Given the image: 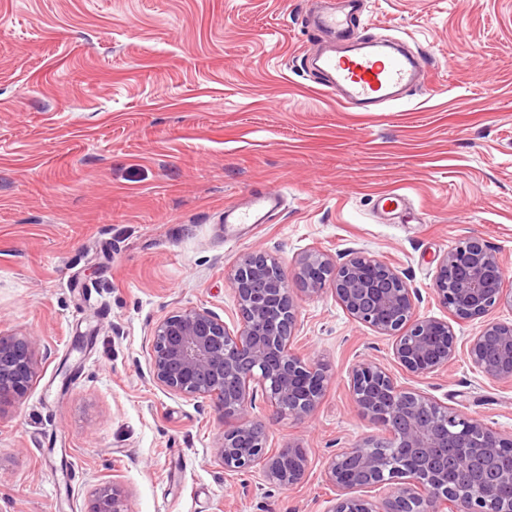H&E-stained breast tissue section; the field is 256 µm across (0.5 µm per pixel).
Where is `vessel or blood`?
Wrapping results in <instances>:
<instances>
[{
  "label": "vessel or blood",
  "instance_id": "1",
  "mask_svg": "<svg viewBox=\"0 0 512 512\" xmlns=\"http://www.w3.org/2000/svg\"><path fill=\"white\" fill-rule=\"evenodd\" d=\"M360 0H345L343 10H330L313 17V31L339 39V46L315 51L312 61L324 87L340 93L353 107H371L403 99L424 79L420 58L401 51L362 41L352 34L351 23ZM280 192L263 189L252 192L241 203L224 209L228 224H259L283 207Z\"/></svg>",
  "mask_w": 512,
  "mask_h": 512
}]
</instances>
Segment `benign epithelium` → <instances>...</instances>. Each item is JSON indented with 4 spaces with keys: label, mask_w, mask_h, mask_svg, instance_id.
<instances>
[{
    "label": "benign epithelium",
    "mask_w": 512,
    "mask_h": 512,
    "mask_svg": "<svg viewBox=\"0 0 512 512\" xmlns=\"http://www.w3.org/2000/svg\"><path fill=\"white\" fill-rule=\"evenodd\" d=\"M277 269L269 288L254 280ZM306 281L309 297L331 287L336 301L356 323L392 340L402 372L420 379L467 360L484 376L512 383V322L489 319L512 308L504 287L499 252L476 239L460 242L440 259L434 292L456 321L483 320L474 336L461 338L446 320L422 316L404 277L387 263L354 252L343 262L311 251L294 273ZM240 322L231 331L208 310L186 308L165 317L151 342V376L164 391L202 396L230 422L214 457L228 472L262 466L265 477L292 488L304 481L307 449L298 444L268 450L265 427L248 417L256 392L274 411L295 420L309 417L330 382L325 368L291 349L298 326L290 279L281 265L261 253L249 254L230 279ZM34 342L0 335V409L27 391L34 372ZM350 392L361 417L380 432L342 448L330 459L326 480L336 490L331 512H512V467L490 468L512 435L448 407L428 393L397 382L381 364L360 363ZM395 491L379 501L370 492ZM90 512H126L117 486L98 492Z\"/></svg>",
    "instance_id": "obj_1"
}]
</instances>
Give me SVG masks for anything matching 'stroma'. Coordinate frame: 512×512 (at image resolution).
<instances>
[{"label": "stroma", "mask_w": 512, "mask_h": 512, "mask_svg": "<svg viewBox=\"0 0 512 512\" xmlns=\"http://www.w3.org/2000/svg\"><path fill=\"white\" fill-rule=\"evenodd\" d=\"M338 4L0 0V334L38 342L29 389L0 411V512H88L112 483L127 512H330L328 460L376 431L350 373L397 368L331 291L297 298L294 348L331 374L314 413L261 398L249 413L270 447L307 448L296 487L226 472L219 412L149 373L170 313L238 324L230 277L253 251L289 275L312 250L363 251L444 319L437 264L474 238L506 258L512 289V0H362L356 32L405 40L426 69L377 112L307 64V15ZM261 189L285 207L226 231L225 206ZM394 193L402 207L383 208ZM414 385L512 433V384L459 360Z\"/></svg>", "instance_id": "1"}]
</instances>
